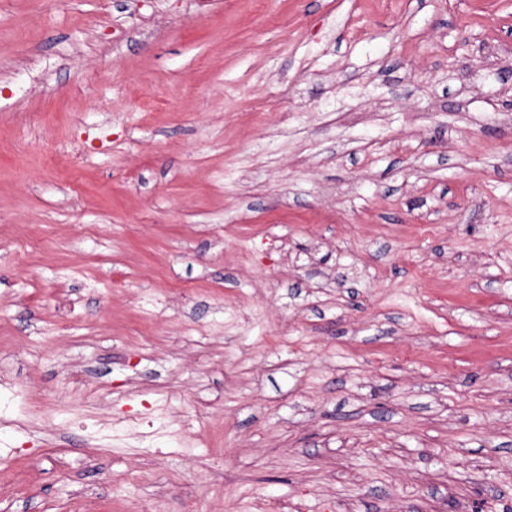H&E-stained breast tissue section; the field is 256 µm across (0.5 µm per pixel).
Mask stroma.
<instances>
[{
    "label": "stroma",
    "instance_id": "1",
    "mask_svg": "<svg viewBox=\"0 0 512 512\" xmlns=\"http://www.w3.org/2000/svg\"><path fill=\"white\" fill-rule=\"evenodd\" d=\"M190 499L512 512V0H0V512Z\"/></svg>",
    "mask_w": 512,
    "mask_h": 512
}]
</instances>
